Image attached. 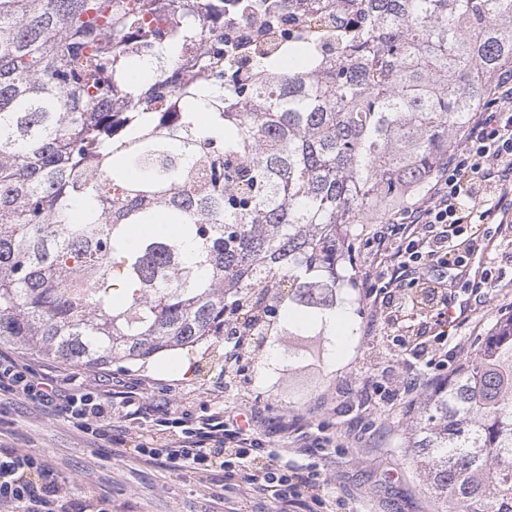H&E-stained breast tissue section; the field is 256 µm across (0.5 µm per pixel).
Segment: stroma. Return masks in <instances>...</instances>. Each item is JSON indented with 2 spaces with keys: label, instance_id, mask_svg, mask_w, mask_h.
Masks as SVG:
<instances>
[{
  "label": "stroma",
  "instance_id": "35a3bbf8",
  "mask_svg": "<svg viewBox=\"0 0 512 512\" xmlns=\"http://www.w3.org/2000/svg\"><path fill=\"white\" fill-rule=\"evenodd\" d=\"M376 225L357 227L358 285L347 293L357 314L340 317L330 344L336 355L323 368L273 366L277 346L257 351L247 378L224 380V345L204 344L154 356L145 365L90 368L31 354L0 340L32 371L63 389L94 384L100 393L124 391L139 408L121 419L130 443L161 445L173 430L168 419L204 418L236 411L246 416L270 456L287 452L288 465L317 475L321 486L303 489L318 498L312 512H434L425 477L402 442L418 417V403L432 382L449 377L473 356L496 319L512 313V190L489 224H466L452 243L462 265L442 287L449 302H466L453 322L382 302L386 275L373 269ZM353 336H345V329ZM426 342L430 355H416ZM420 377L419 390L406 381ZM0 448L43 455L59 482L77 497L104 500L112 512H280L276 501L226 486L220 472L119 457L104 438L78 430L53 407L0 393Z\"/></svg>",
  "mask_w": 512,
  "mask_h": 512
}]
</instances>
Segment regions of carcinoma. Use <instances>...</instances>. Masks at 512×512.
Segmentation results:
<instances>
[{
    "label": "carcinoma",
    "instance_id": "1",
    "mask_svg": "<svg viewBox=\"0 0 512 512\" xmlns=\"http://www.w3.org/2000/svg\"><path fill=\"white\" fill-rule=\"evenodd\" d=\"M310 8L317 31L234 62L224 0H0V339L88 367L226 336L329 359L354 225L423 191L488 102L512 0H354L350 27L338 0ZM164 45L132 91L126 59ZM404 444L436 512H512V315Z\"/></svg>",
    "mask_w": 512,
    "mask_h": 512
}]
</instances>
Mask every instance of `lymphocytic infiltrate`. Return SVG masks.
<instances>
[{
	"label": "lymphocytic infiltrate",
	"mask_w": 512,
	"mask_h": 512,
	"mask_svg": "<svg viewBox=\"0 0 512 512\" xmlns=\"http://www.w3.org/2000/svg\"><path fill=\"white\" fill-rule=\"evenodd\" d=\"M491 93L495 109L480 111L470 132L438 170L434 183L418 200L399 209L376 233L377 257L393 266L390 287H400L413 273L438 288L456 269L449 244L465 220L488 219L500 206L499 187L512 181V73L499 75ZM34 404H54L59 413L85 433L125 445L126 436L112 424L125 416L128 401H112L87 385L69 391L39 378L14 360L0 356V391ZM136 456L195 471H220L242 477L249 490L269 496L281 508L301 507L299 487L305 478L284 465L267 461L251 429L235 414L223 421L181 417L170 443H138ZM0 512H108L92 508L58 480L44 460L31 453L0 448Z\"/></svg>",
	"instance_id": "1"
}]
</instances>
